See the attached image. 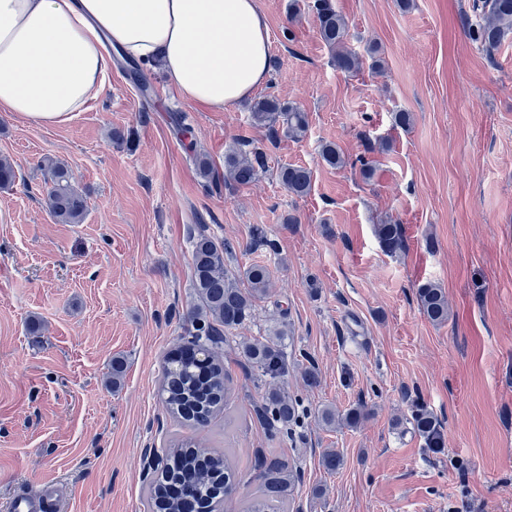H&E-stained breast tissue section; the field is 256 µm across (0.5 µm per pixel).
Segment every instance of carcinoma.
<instances>
[{
    "label": "carcinoma",
    "mask_w": 512,
    "mask_h": 512,
    "mask_svg": "<svg viewBox=\"0 0 512 512\" xmlns=\"http://www.w3.org/2000/svg\"><path fill=\"white\" fill-rule=\"evenodd\" d=\"M318 34L334 52L336 67L343 72L360 70L362 60L347 47L348 25L335 9L332 0H315ZM478 18L473 39L491 55L512 35V0H472L469 5ZM254 123L278 132L276 125L285 124V134L299 138L308 125L301 110L285 106L272 96L262 97L251 109ZM323 161L336 168L348 160L336 146L322 149ZM266 167L261 151L234 147L224 157V179L238 185L255 182ZM50 177L46 204L60 224H81L87 213V201L72 184L66 166L51 158L43 161ZM279 180L296 196L308 193L311 172L302 166L280 168ZM376 236L388 253L402 249L399 225L378 224ZM226 245L204 232L192 241V288L197 299L189 313L193 331L184 343L180 355L164 369L162 395L169 413L186 423L205 425L212 415L230 399L232 387L223 366L216 362L213 348L228 341L227 333L252 316L256 303L266 297L271 288L268 268L252 264L233 272L227 267ZM420 306L427 318L436 324L448 321V299L442 288L425 283L417 289ZM287 330L277 327L262 338L246 339L239 343L257 386L264 388L261 400L253 407L255 418L272 438L292 436L300 423L299 400L288 392L282 379L288 374V354L284 339ZM360 404L344 415L331 408L317 413L318 421L326 427L343 424L355 427L367 416ZM408 422L424 439L428 448L442 447L441 425L424 406L411 408ZM253 469L260 480V495L250 500L243 512H273L272 502L281 504L293 498L298 474L288 462L274 453L256 451ZM240 478L229 451H206L192 442H182L171 449L161 472L148 488L149 500L155 512H188L190 508H215L219 494L224 500L237 492Z\"/></svg>",
    "instance_id": "cac0c4a2"
}]
</instances>
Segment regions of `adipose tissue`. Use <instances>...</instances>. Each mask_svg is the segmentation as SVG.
Listing matches in <instances>:
<instances>
[{"label": "adipose tissue", "instance_id": "adipose-tissue-1", "mask_svg": "<svg viewBox=\"0 0 512 512\" xmlns=\"http://www.w3.org/2000/svg\"><path fill=\"white\" fill-rule=\"evenodd\" d=\"M114 47L161 64L183 100L213 111L269 76L257 0H0V112L66 122L98 94Z\"/></svg>", "mask_w": 512, "mask_h": 512}]
</instances>
